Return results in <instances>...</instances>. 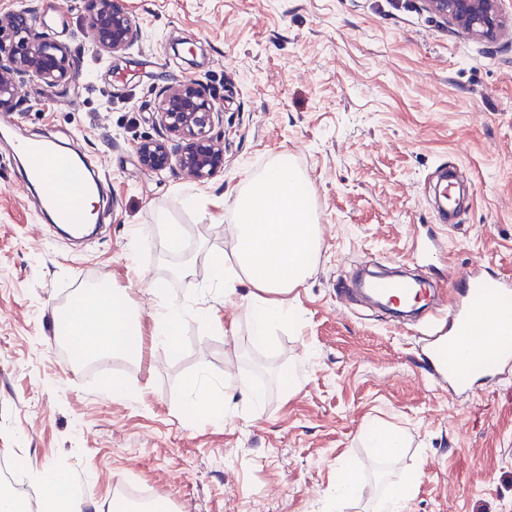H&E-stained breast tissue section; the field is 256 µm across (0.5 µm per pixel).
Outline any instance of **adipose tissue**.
Masks as SVG:
<instances>
[{"label": "adipose tissue", "mask_w": 512, "mask_h": 512, "mask_svg": "<svg viewBox=\"0 0 512 512\" xmlns=\"http://www.w3.org/2000/svg\"><path fill=\"white\" fill-rule=\"evenodd\" d=\"M231 221L232 258L212 257V282L228 296L237 285L249 286L252 333L272 352L274 328L297 320L289 295L303 284L322 248L308 184L287 155L249 181L235 200ZM53 328L57 335L78 337L88 357L141 355L139 315L106 285L56 314ZM44 479L53 492L41 501L40 512H87L88 503L65 474L48 473Z\"/></svg>", "instance_id": "ef3b65f1"}]
</instances>
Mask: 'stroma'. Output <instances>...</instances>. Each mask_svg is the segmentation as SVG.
<instances>
[{
  "label": "stroma",
  "mask_w": 512,
  "mask_h": 512,
  "mask_svg": "<svg viewBox=\"0 0 512 512\" xmlns=\"http://www.w3.org/2000/svg\"><path fill=\"white\" fill-rule=\"evenodd\" d=\"M34 6L78 71L51 89L24 81L15 140L47 133L91 159L106 219L81 243L38 223L15 141H0V461L39 496L33 470L68 475L98 512L121 479L173 512H375L393 485L409 490L406 512H512V376L452 399L424 379L417 336L336 296L365 263L414 270V224L443 248L424 276L488 262L512 274V37L468 38L423 0H125L142 36L109 58L91 47L85 0ZM183 79L224 114V173L205 185L146 172L134 151L159 134L161 88ZM284 153L308 182L322 248L270 353L252 340L247 286L227 301L210 292V258L230 252L217 216ZM443 167L465 188L451 225L436 220ZM160 213L184 227L181 253L160 245ZM100 276L146 336L140 363L111 358L132 391L121 400L91 372L69 374L50 343L53 310ZM154 281L216 323L189 314L176 347L154 342ZM197 374L261 399L229 391L220 415L193 413ZM372 426L400 429L404 447H370ZM345 474L358 484L340 507Z\"/></svg>",
  "instance_id": "stroma-1"
}]
</instances>
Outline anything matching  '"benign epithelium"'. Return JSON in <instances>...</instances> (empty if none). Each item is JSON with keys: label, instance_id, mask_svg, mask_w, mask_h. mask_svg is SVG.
<instances>
[{"label": "benign epithelium", "instance_id": "benign-epithelium-1", "mask_svg": "<svg viewBox=\"0 0 512 512\" xmlns=\"http://www.w3.org/2000/svg\"><path fill=\"white\" fill-rule=\"evenodd\" d=\"M86 19L96 31L94 51L99 56L124 54L139 38L123 0H85ZM432 14L450 27L475 39L512 30V18L502 11V0H424ZM31 7L18 0L0 23V105L20 107L25 102L20 83L37 80L57 86L76 67L69 47L38 31L31 23ZM155 121L158 138L140 141L135 151L142 169L158 173L178 168L204 183L224 172V143L214 136L222 122L205 90L195 81L176 80L161 92Z\"/></svg>", "mask_w": 512, "mask_h": 512}]
</instances>
